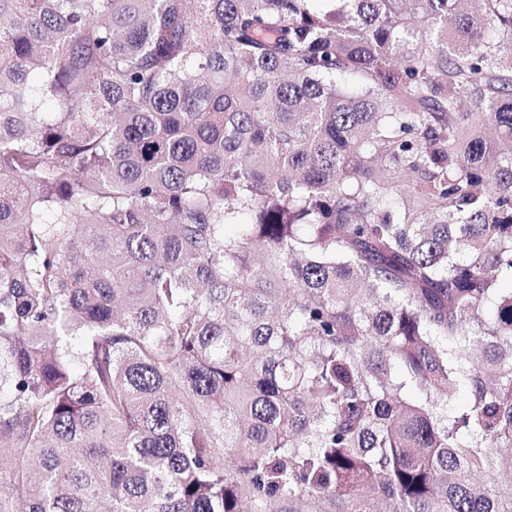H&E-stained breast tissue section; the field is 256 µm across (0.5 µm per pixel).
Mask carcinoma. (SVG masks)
I'll return each mask as SVG.
<instances>
[{"mask_svg": "<svg viewBox=\"0 0 512 512\" xmlns=\"http://www.w3.org/2000/svg\"><path fill=\"white\" fill-rule=\"evenodd\" d=\"M310 2L0 0V512H512V0Z\"/></svg>", "mask_w": 512, "mask_h": 512, "instance_id": "carcinoma-1", "label": "carcinoma"}]
</instances>
